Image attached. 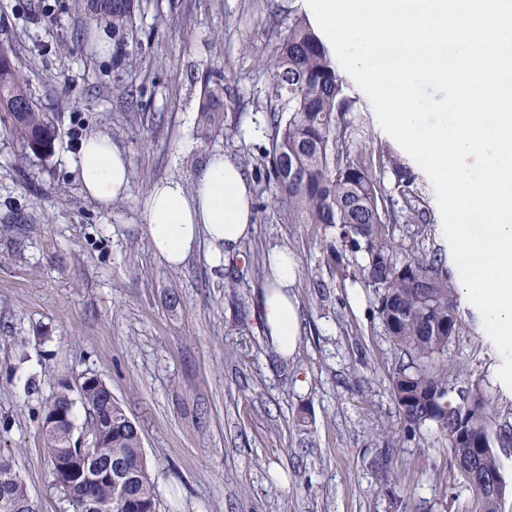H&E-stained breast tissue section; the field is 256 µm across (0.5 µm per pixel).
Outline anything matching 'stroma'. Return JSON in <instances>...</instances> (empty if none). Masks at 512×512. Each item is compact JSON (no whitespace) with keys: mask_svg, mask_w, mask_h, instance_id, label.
<instances>
[{"mask_svg":"<svg viewBox=\"0 0 512 512\" xmlns=\"http://www.w3.org/2000/svg\"><path fill=\"white\" fill-rule=\"evenodd\" d=\"M307 0H139L138 56L113 87L95 55L88 0H0V45L22 66L33 102L56 129L51 154L26 155L0 127V452L38 512H72L43 452L46 405L97 375L141 431L157 512H479L453 480L438 427L408 433L388 375L404 361L375 316V296L349 264L328 258L335 229L292 224L263 159L274 52ZM352 146L411 164L428 226L414 224L391 167L399 254L413 244L451 257L433 185L380 127L345 77ZM224 89L221 126L197 132L204 85ZM112 138L130 163L111 208L86 197L73 163L88 134ZM223 152L252 190L255 231L224 269L204 254L170 268L154 254L144 202L162 180L192 181ZM288 251L300 317L288 360L272 350L256 293L268 256ZM461 329L439 356L489 392L488 413L512 425V388L477 309L458 297ZM391 450V473L380 458Z\"/></svg>","mask_w":512,"mask_h":512,"instance_id":"1","label":"stroma"}]
</instances>
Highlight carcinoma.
<instances>
[{
    "label": "carcinoma",
    "mask_w": 512,
    "mask_h": 512,
    "mask_svg": "<svg viewBox=\"0 0 512 512\" xmlns=\"http://www.w3.org/2000/svg\"><path fill=\"white\" fill-rule=\"evenodd\" d=\"M136 0H90L94 21L112 26V60L119 69L133 59V17ZM222 91H205L201 114L211 127L224 120ZM352 100L333 58L307 20L299 16L280 38L273 65L266 109L273 130L265 158L275 198L286 205L292 224H316L338 230L330 245L331 258L339 249L363 253L354 275L373 289L375 314L393 342L410 361L388 377L393 399L405 427L415 433L434 422L448 440L454 458V479L466 484L480 512H499L506 487L491 490L482 477L500 471L492 437L503 442L512 431L494 430L488 416L489 395L478 381L463 384L437 370L431 360L448 350L458 331L457 289L439 250L416 247L400 256L387 233L394 223L373 173L374 159L352 150L344 131L337 127L350 111ZM0 125L21 141L26 153L34 144L52 147L55 128L27 93L21 65L12 52L0 46ZM397 172V193L408 203L418 223L428 224L427 212L412 171L392 160ZM79 398L85 430L94 439L92 464L119 465L125 485L87 477L62 489L78 512L81 497L91 494L103 512H156V491L143 453L140 431L123 407L111 398L103 381L82 382ZM54 414L63 416L50 420ZM75 430L73 402L65 392L47 406L42 432L44 452L54 463L71 454ZM32 499L11 460L0 455V512H30Z\"/></svg>",
    "instance_id": "carcinoma-1"
}]
</instances>
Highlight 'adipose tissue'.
Instances as JSON below:
<instances>
[{
    "label": "adipose tissue",
    "instance_id": "obj_1",
    "mask_svg": "<svg viewBox=\"0 0 512 512\" xmlns=\"http://www.w3.org/2000/svg\"><path fill=\"white\" fill-rule=\"evenodd\" d=\"M75 166L83 191L100 204L111 205L125 194L127 159L111 137L88 135ZM144 219L157 256L171 267L183 265L201 247L211 267H224L255 231L249 185L242 170L220 152L208 157L191 183L170 178L154 184ZM297 269L287 252H274L271 277L258 294L264 330L283 358L296 351L300 338L298 309L288 296Z\"/></svg>",
    "mask_w": 512,
    "mask_h": 512
}]
</instances>
